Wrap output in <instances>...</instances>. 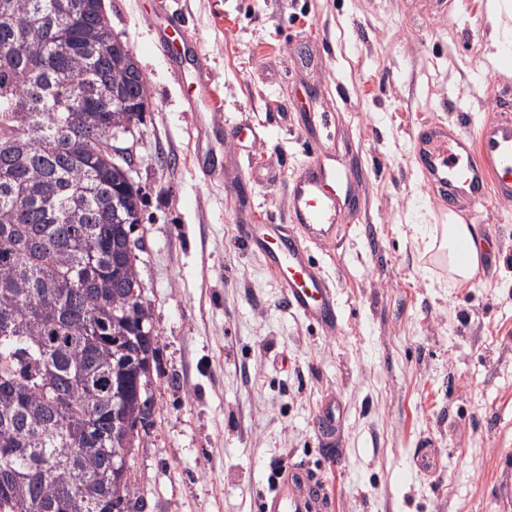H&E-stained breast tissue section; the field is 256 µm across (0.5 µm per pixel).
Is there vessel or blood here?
I'll use <instances>...</instances> for the list:
<instances>
[{
  "instance_id": "vessel-or-blood-1",
  "label": "vessel or blood",
  "mask_w": 512,
  "mask_h": 512,
  "mask_svg": "<svg viewBox=\"0 0 512 512\" xmlns=\"http://www.w3.org/2000/svg\"><path fill=\"white\" fill-rule=\"evenodd\" d=\"M181 18L164 15L155 24L154 45L170 62L174 75L196 94L200 122L215 138L233 140L215 117L209 69L195 42L179 37ZM413 155L429 178L439 202L470 213L474 204L494 199L512 203V110L498 109L475 127L424 125L412 135ZM352 172L343 156H313L289 188V223L256 224L247 239L283 274L288 304L326 330L335 329L340 311L327 277L313 262L310 248L334 243L341 212L350 200ZM321 488L303 465L285 470L263 496L261 512H324Z\"/></svg>"
}]
</instances>
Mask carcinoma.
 Masks as SVG:
<instances>
[{
    "mask_svg": "<svg viewBox=\"0 0 512 512\" xmlns=\"http://www.w3.org/2000/svg\"><path fill=\"white\" fill-rule=\"evenodd\" d=\"M97 0H0V512H139L158 334L140 189L88 142L141 121L138 60Z\"/></svg>",
    "mask_w": 512,
    "mask_h": 512,
    "instance_id": "cac0c4a2",
    "label": "carcinoma"
}]
</instances>
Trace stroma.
I'll list each match as a JSON object with an SVG mask.
<instances>
[{
	"label": "stroma",
	"mask_w": 512,
	"mask_h": 512,
	"mask_svg": "<svg viewBox=\"0 0 512 512\" xmlns=\"http://www.w3.org/2000/svg\"><path fill=\"white\" fill-rule=\"evenodd\" d=\"M150 108L129 143L143 206L139 275L158 331L155 412L134 461L143 512H259L274 465L300 464L329 512H512V204L469 223L496 255L450 288L414 245L447 213L411 152L426 122H480L512 69L493 57L485 0H104ZM180 13L235 143L204 136L188 88L152 48ZM342 152L357 187L335 244L312 246L336 331L288 304L278 269L247 248L288 220V182ZM340 420L315 430L325 399ZM430 446L437 476L415 464Z\"/></svg>",
	"instance_id": "stroma-1"
}]
</instances>
